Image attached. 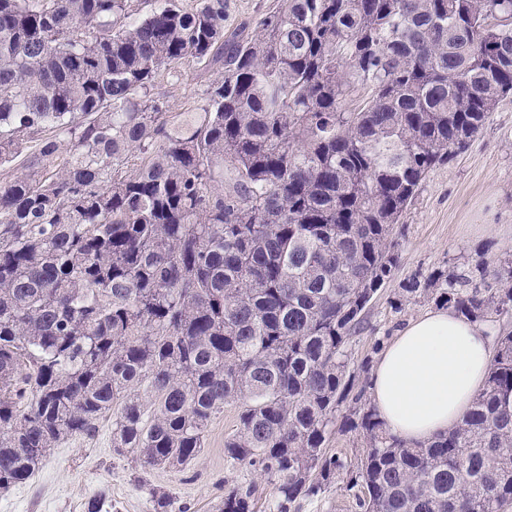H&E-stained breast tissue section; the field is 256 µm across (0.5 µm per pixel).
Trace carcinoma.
<instances>
[{"label": "carcinoma", "mask_w": 512, "mask_h": 512, "mask_svg": "<svg viewBox=\"0 0 512 512\" xmlns=\"http://www.w3.org/2000/svg\"><path fill=\"white\" fill-rule=\"evenodd\" d=\"M139 2L0 0V490L109 415L117 454L187 467L233 405L224 462L269 512L339 480L356 512H512V259L390 301L498 324L448 433L400 440L351 367L404 211L512 95V0H281L232 31L224 0ZM184 61L216 77L181 112L151 90Z\"/></svg>", "instance_id": "1"}]
</instances>
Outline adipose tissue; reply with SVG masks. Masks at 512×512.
I'll return each instance as SVG.
<instances>
[{"label": "adipose tissue", "instance_id": "adipose-tissue-1", "mask_svg": "<svg viewBox=\"0 0 512 512\" xmlns=\"http://www.w3.org/2000/svg\"><path fill=\"white\" fill-rule=\"evenodd\" d=\"M492 356L490 325L451 309L425 311L382 348L370 375L369 398L398 438L433 440L467 414Z\"/></svg>", "mask_w": 512, "mask_h": 512}]
</instances>
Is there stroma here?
<instances>
[{
    "label": "stroma",
    "instance_id": "obj_1",
    "mask_svg": "<svg viewBox=\"0 0 512 512\" xmlns=\"http://www.w3.org/2000/svg\"><path fill=\"white\" fill-rule=\"evenodd\" d=\"M155 89L178 109L197 103L210 80L192 64ZM398 265L366 316V329L353 349L355 360L375 342H388L408 320L428 310L427 302L393 312L390 299L409 278L436 267L475 271L479 261L498 266L512 259V96L500 102L481 132L449 163L424 179L399 226ZM236 422L225 407L211 423L205 447L188 471L142 470L132 456L117 455L112 421L104 419L93 439L70 438L52 450L32 481L0 490V512H83L84 501L106 492L105 512H153V496L168 493L171 512H214L224 487L244 472L224 463V436Z\"/></svg>",
    "mask_w": 512,
    "mask_h": 512
}]
</instances>
